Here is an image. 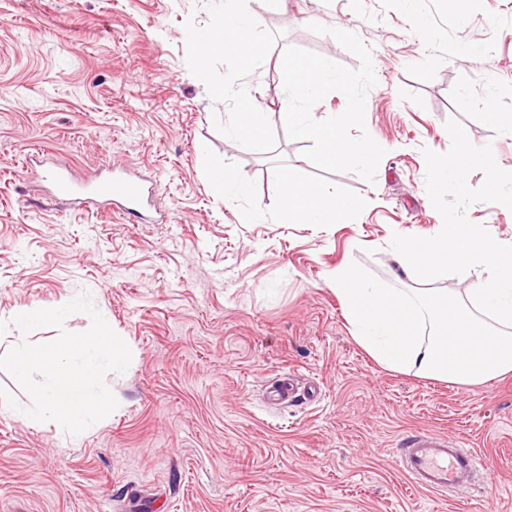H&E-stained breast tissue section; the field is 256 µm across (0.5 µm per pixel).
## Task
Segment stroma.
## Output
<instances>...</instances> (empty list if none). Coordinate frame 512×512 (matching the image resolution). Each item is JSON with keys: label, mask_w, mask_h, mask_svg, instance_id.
Instances as JSON below:
<instances>
[{"label": "stroma", "mask_w": 512, "mask_h": 512, "mask_svg": "<svg viewBox=\"0 0 512 512\" xmlns=\"http://www.w3.org/2000/svg\"><path fill=\"white\" fill-rule=\"evenodd\" d=\"M224 2L0 0V313L85 293L132 353L104 378L117 408L77 438L18 415L31 398L0 370L17 404L0 408V512H512V376L384 369L334 281L354 266L412 288L393 244L440 224L512 243V130L484 117L512 113V0H247L263 61L198 71ZM290 57L331 61L312 109L325 125L356 113L344 136L368 167H328L290 129ZM245 96L262 140L224 133ZM463 134L496 170L471 165L431 198L432 162ZM214 163L245 193L216 197ZM114 165L151 177L152 223L53 191L57 167L81 183ZM285 170L348 197L347 221L277 223ZM288 374L300 393L269 401ZM421 430L486 455V491L412 487L394 452Z\"/></svg>", "instance_id": "obj_1"}]
</instances>
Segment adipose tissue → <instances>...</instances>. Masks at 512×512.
Returning <instances> with one entry per match:
<instances>
[{
	"instance_id": "obj_1",
	"label": "adipose tissue",
	"mask_w": 512,
	"mask_h": 512,
	"mask_svg": "<svg viewBox=\"0 0 512 512\" xmlns=\"http://www.w3.org/2000/svg\"><path fill=\"white\" fill-rule=\"evenodd\" d=\"M241 0H225L219 27L200 44L198 68L211 55L256 63L263 45L254 34L255 16L240 7ZM333 81L328 59L310 61L290 69L286 84L299 99L315 102ZM354 113L339 122L322 125L312 114L292 113L288 124L302 138L313 139L326 166L367 160L369 149L353 152L342 129L353 123ZM491 166L488 152L476 150L462 139L452 159L434 161L433 196L448 182L463 183L470 164ZM282 224H340L351 204L332 188L316 187L291 173L279 178ZM396 248L410 277L417 283L407 294L380 283L367 282L354 267L337 269L336 294L354 338L381 366L396 372L472 386L512 373V246H504L491 232L470 224H442L432 240H400ZM455 275L465 288L455 295L438 293L434 281Z\"/></svg>"
}]
</instances>
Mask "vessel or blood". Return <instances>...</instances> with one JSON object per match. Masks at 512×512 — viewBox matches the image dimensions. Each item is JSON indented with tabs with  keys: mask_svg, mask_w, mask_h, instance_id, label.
Here are the masks:
<instances>
[{
	"mask_svg": "<svg viewBox=\"0 0 512 512\" xmlns=\"http://www.w3.org/2000/svg\"><path fill=\"white\" fill-rule=\"evenodd\" d=\"M57 193L64 196L83 194L104 204L119 207L134 220H141L150 204L145 184L136 178L108 175L83 187H75L63 174L53 177ZM397 461L409 482L429 492L470 486L472 477L484 470L480 456L461 448L447 436L424 430L414 433L396 451Z\"/></svg>",
	"mask_w": 512,
	"mask_h": 512,
	"instance_id": "1",
	"label": "vessel or blood"
}]
</instances>
